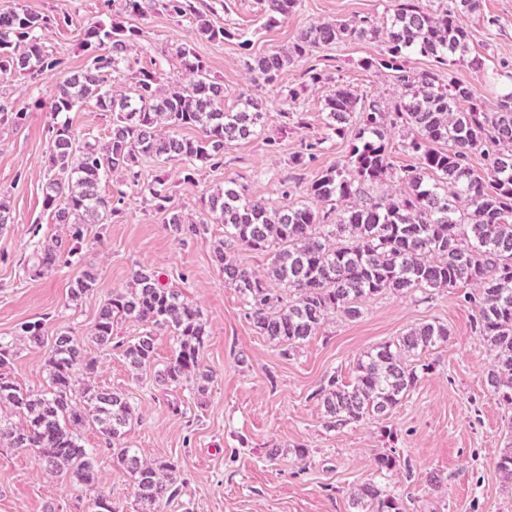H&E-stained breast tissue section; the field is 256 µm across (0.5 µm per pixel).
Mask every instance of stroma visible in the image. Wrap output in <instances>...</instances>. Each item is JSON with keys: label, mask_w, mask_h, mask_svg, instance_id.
<instances>
[{"label": "stroma", "mask_w": 512, "mask_h": 512, "mask_svg": "<svg viewBox=\"0 0 512 512\" xmlns=\"http://www.w3.org/2000/svg\"><path fill=\"white\" fill-rule=\"evenodd\" d=\"M193 3L211 22L243 32L250 50L208 41L198 35L194 15L176 20L155 5L142 21L145 36L129 51L133 67L162 69L169 84L185 85L189 78L177 51L190 48L229 96L246 92L262 101L264 138L232 143L222 164H196L189 176L177 161H140L135 183L123 172L113 173L100 185L103 195L123 199L111 223L86 225L73 252L33 279L23 270L24 256L34 245L65 235L44 205L56 87L62 76L86 66L88 28L110 30L115 15L109 0H0V10L19 4L72 17L70 25L41 37L44 50L61 59V74L45 75L35 84L21 75L0 82V102L26 114L19 126L0 125V201L13 217L0 228V339L12 342L16 351L10 378L26 390L46 389L44 364L54 338L72 336L86 358L97 361L94 373L79 375V384L120 392L134 407L125 442L146 460H179V491L163 512H353L351 492L376 477V458L390 451L397 463L380 479L403 512H512V487L497 470L512 443V409L488 384L494 356L475 332V309L465 289L381 294L363 302L359 318L331 316L286 355L259 333L243 298L225 284L212 257L224 227L210 222L204 196L231 181L275 207L284 203L286 184L294 186V200H303L323 171L347 161L354 144L353 132L339 136L326 126L321 112L326 95L339 85L371 101L398 94L389 74L361 66L363 58L379 55L382 43L346 40L287 68L283 84L302 94L294 117L285 121L277 87L256 85L249 63L287 49L313 23L365 15L383 19L390 0H299L295 12L274 22L267 19L265 0ZM467 24L471 55L489 68L512 67V0H482ZM312 68L328 75V82L309 84ZM66 119L79 139L99 145L112 130L111 113L92 100ZM313 138L323 141L317 160L295 169L293 155ZM158 179L172 186L161 207L144 190ZM173 213L190 222L207 221L206 233L181 240L165 224ZM142 267L158 271L163 284L202 311L209 333L200 351L201 368L210 375L205 393L163 385L150 370L132 374L119 351L104 352L92 343L101 305L112 291L127 288ZM87 271L97 277L93 292L70 300L72 283ZM28 323L41 324L42 344L29 342L23 331ZM424 323L445 325L450 336L447 344L419 355L429 370L408 395L385 417L329 427L318 399L324 378L335 374L351 383L358 360ZM81 437L95 453L100 488L124 512H136L129 474L113 464L94 427L83 429ZM299 447L307 449L305 459L297 458ZM92 496L68 474L46 470L35 451L0 445V512H91Z\"/></svg>", "instance_id": "obj_1"}]
</instances>
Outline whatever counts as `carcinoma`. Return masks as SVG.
<instances>
[{"label":"carcinoma","instance_id":"obj_1","mask_svg":"<svg viewBox=\"0 0 512 512\" xmlns=\"http://www.w3.org/2000/svg\"><path fill=\"white\" fill-rule=\"evenodd\" d=\"M108 2L129 16H144V0ZM480 2L450 0V6L434 8L425 0H394L382 26L368 17L312 24L288 50L255 57L250 69L256 80L271 85L315 48L349 38H382L380 56L364 60L363 66L389 73L402 93L392 101L368 104L342 87L326 96V125L338 135L354 129L356 143L346 164L311 183L306 200L272 207L232 182L203 204L215 223L224 225V241L213 247L214 261L224 283L250 307L261 335L292 349L330 316L358 317L364 300L384 292L466 286L475 308V331L494 353L490 383L510 389L504 399L512 404V73H496L501 86L491 108L477 100L472 85L441 75L468 53L470 30L464 17L477 12ZM298 4L266 0V12L274 20ZM161 7L172 18L195 11L192 0H161ZM197 18L198 33L209 41L236 36L200 13ZM71 22L65 12L41 14L23 7L0 12V81L18 74L35 80L58 71L61 61L42 48L39 33ZM142 37L143 28L116 22L104 34L88 29V67L57 86L45 205L57 210L58 223L75 240L82 238L83 225L103 224L114 211L112 198L100 192L105 177L126 170L138 182L139 172L133 170L137 157L217 166L226 146L263 134L258 99L241 93L226 104L224 85L188 50L180 51L190 76L186 86L164 88L160 69L133 71L128 51ZM413 55L433 59L437 68L411 69ZM126 72L133 80L132 94L106 88V75L119 78ZM91 99L113 112L110 138L101 147L79 146L69 122L60 119ZM398 126L409 130L402 149L412 158L399 168L387 140ZM186 128L199 130L200 137L184 138L179 131ZM319 145L317 140L305 143L293 163L308 165ZM476 154L483 158L480 169L472 164ZM387 183L391 192L370 193ZM166 224L179 236L205 231L178 213ZM234 244L268 253L267 273L259 275L227 259L224 247ZM60 247L57 242L35 247L28 259L31 274L38 277L56 267ZM95 282V274L85 272L71 286L70 299L92 292ZM122 319L170 328L174 352L156 372L158 382L179 386L191 379L209 380L199 364L207 335L202 313L180 292L165 287L155 272L140 268L129 288L112 292L91 331L98 348L120 349L138 373L154 364V336L145 334L126 345L113 342L114 322ZM448 338L447 327L426 323L377 347L358 361L353 383L328 378L319 390L324 412L338 425L388 415L420 378L411 359ZM13 360V344L0 340V407L23 418L17 425L0 416V444L33 449L47 469L66 471L89 486L96 481V458L81 444L80 431L94 425L112 445V461L132 476L141 512H161L178 491L179 464L148 462L136 449L118 444L132 416L123 395L91 387L75 394L76 369L91 374L96 361L84 358L70 336H58L46 362L48 388L33 393L9 378ZM351 501L356 512H402L399 501L373 479L357 487Z\"/></svg>","mask_w":512,"mask_h":512}]
</instances>
